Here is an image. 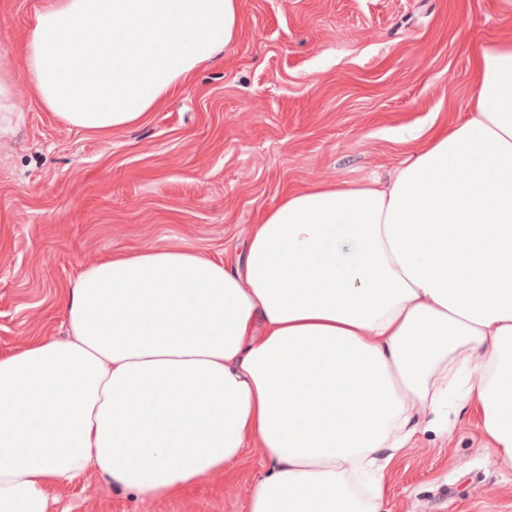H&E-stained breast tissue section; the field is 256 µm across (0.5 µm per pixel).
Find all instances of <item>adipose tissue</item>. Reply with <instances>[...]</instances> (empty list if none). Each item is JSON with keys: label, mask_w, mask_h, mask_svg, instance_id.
<instances>
[{"label": "adipose tissue", "mask_w": 512, "mask_h": 512, "mask_svg": "<svg viewBox=\"0 0 512 512\" xmlns=\"http://www.w3.org/2000/svg\"><path fill=\"white\" fill-rule=\"evenodd\" d=\"M239 0H48L21 67L91 133L134 126L231 42ZM468 119L388 179L292 192L236 265L115 255L69 283L66 338L0 358V512L95 472L177 497L267 470L242 512H379L383 471L448 405L512 468V41L477 44Z\"/></svg>", "instance_id": "ef3b65f1"}]
</instances>
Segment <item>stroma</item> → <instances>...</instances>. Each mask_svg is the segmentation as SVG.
I'll return each mask as SVG.
<instances>
[{"instance_id": "35a3bbf8", "label": "stroma", "mask_w": 512, "mask_h": 512, "mask_svg": "<svg viewBox=\"0 0 512 512\" xmlns=\"http://www.w3.org/2000/svg\"><path fill=\"white\" fill-rule=\"evenodd\" d=\"M47 0H0V69L24 121L0 135V357L66 333L65 291L115 253L185 249L235 261L289 193L393 173L467 117L472 50L512 40V0H239L237 32L133 128L61 123L20 53ZM385 470L384 512H512V469L452 409ZM268 466L248 449L179 497L116 491L96 475L50 486L54 512H240Z\"/></svg>"}]
</instances>
